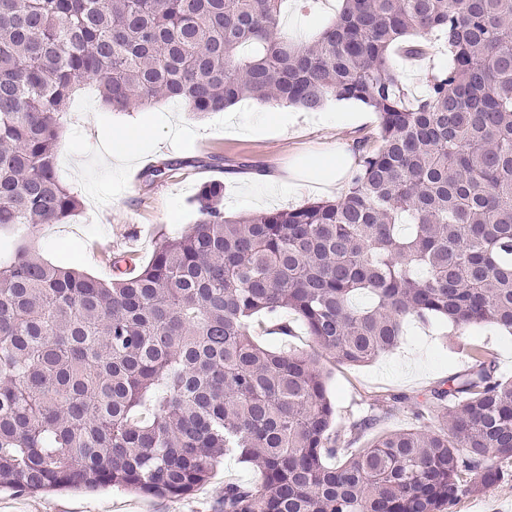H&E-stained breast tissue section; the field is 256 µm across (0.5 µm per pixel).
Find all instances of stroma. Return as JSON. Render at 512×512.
Returning a JSON list of instances; mask_svg holds the SVG:
<instances>
[{"label":"stroma","instance_id":"1","mask_svg":"<svg viewBox=\"0 0 512 512\" xmlns=\"http://www.w3.org/2000/svg\"><path fill=\"white\" fill-rule=\"evenodd\" d=\"M358 104L329 101L322 112L245 99L222 112L193 117L186 106L157 102L135 112L105 108L93 90L70 102L59 145L57 175L82 204L74 217L46 224L30 236L36 251L54 264L111 279L112 256H127L128 271L149 261L163 237L188 231L198 218L193 200L202 185L224 186V210L233 215L292 209L312 201L307 183L320 178L310 161L325 152H351L356 139L376 141L378 119L368 114L346 122ZM277 122H268V114ZM145 128L133 162L113 160L104 135ZM182 162L172 175L149 179L164 162ZM468 336L512 378V336L492 326L468 328ZM451 325L408 323L402 344L361 365L327 362L328 391L336 421L348 426L377 414L378 432L399 430L415 421L414 408L449 376L464 372L470 359L457 345ZM403 396L394 405L391 395ZM508 481L480 495L460 496L450 512H512V465ZM258 484L257 468L229 455L213 478L185 497H151L108 487L95 492L64 490L44 494L0 492V512H213L224 484Z\"/></svg>","mask_w":512,"mask_h":512}]
</instances>
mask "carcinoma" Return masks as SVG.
<instances>
[{"label": "carcinoma", "instance_id": "1", "mask_svg": "<svg viewBox=\"0 0 512 512\" xmlns=\"http://www.w3.org/2000/svg\"><path fill=\"white\" fill-rule=\"evenodd\" d=\"M286 0H0V230L75 215L56 174L77 90L130 111L155 101L222 112L245 98L376 113L338 199L199 219L134 274L105 281L19 243L0 260V489L117 486L180 497L226 455L219 512H449L512 463V380L465 343L469 369L431 391L438 425H336L321 353L361 365L406 321L491 323L512 335V0H340L295 38ZM451 57L409 98L391 53ZM292 310L318 350H271L255 317Z\"/></svg>", "mask_w": 512, "mask_h": 512}]
</instances>
